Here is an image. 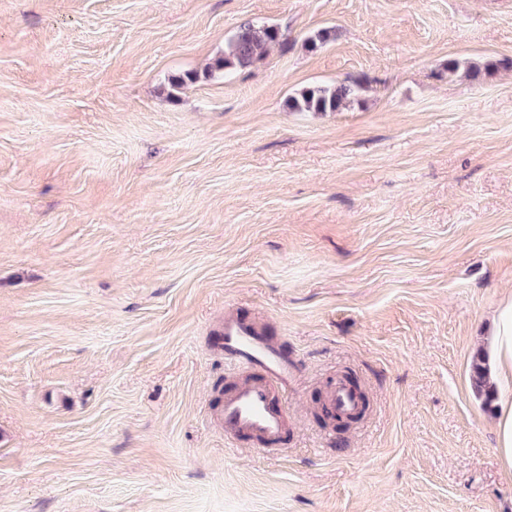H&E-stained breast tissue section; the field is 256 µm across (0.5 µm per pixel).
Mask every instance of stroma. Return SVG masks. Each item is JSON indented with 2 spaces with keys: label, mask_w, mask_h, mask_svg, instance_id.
<instances>
[{
  "label": "stroma",
  "mask_w": 512,
  "mask_h": 512,
  "mask_svg": "<svg viewBox=\"0 0 512 512\" xmlns=\"http://www.w3.org/2000/svg\"><path fill=\"white\" fill-rule=\"evenodd\" d=\"M251 21L287 47L172 89ZM451 58L512 60V0H0V512H512L472 382L512 296V67ZM228 310L296 363L281 453L214 418ZM345 374L370 410L338 428ZM499 67L508 68L512 67L508 60H502L498 62H485L476 63L471 61H461L459 59H448V62L444 65V71H448V74H455L460 69L464 71L466 77H471L473 80L477 79L481 75V71H491L498 69ZM366 88L363 80H354L334 86H312L301 90L289 100L295 112H340L354 105H362L361 92Z\"/></svg>",
  "instance_id": "35a3bbf8"
}]
</instances>
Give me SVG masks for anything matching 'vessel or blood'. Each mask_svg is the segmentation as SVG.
I'll use <instances>...</instances> for the list:
<instances>
[{"instance_id":"vessel-or-blood-1","label":"vessel or blood","mask_w":512,"mask_h":512,"mask_svg":"<svg viewBox=\"0 0 512 512\" xmlns=\"http://www.w3.org/2000/svg\"><path fill=\"white\" fill-rule=\"evenodd\" d=\"M224 361L242 377L228 392L219 411L227 438L251 436L256 453H278L288 431V409L280 394L296 381L294 364L256 323L225 313L224 323L210 337ZM330 413L346 416L363 404L346 380H338L324 400Z\"/></svg>"}]
</instances>
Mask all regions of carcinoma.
Instances as JSON below:
<instances>
[{
  "label": "carcinoma",
  "instance_id": "obj_1",
  "mask_svg": "<svg viewBox=\"0 0 512 512\" xmlns=\"http://www.w3.org/2000/svg\"><path fill=\"white\" fill-rule=\"evenodd\" d=\"M335 38V30L322 28L309 35L305 40L307 50L313 52ZM287 44L282 31L274 25L247 22L240 26L238 32L225 43L224 52L215 56L204 71V76L224 77L250 66L255 60L263 57L267 51L276 46ZM512 67V62L502 60L498 62L476 63L450 59L444 65V70L450 74L464 71L465 76L477 79L481 71H491L499 67ZM366 88V82L354 80L334 86H312L301 90L289 100L291 110L295 112H340L354 105H361L364 99L361 92ZM473 385L476 392L486 399L494 397L496 389L490 381L488 368L482 358H477L473 364Z\"/></svg>",
  "mask_w": 512,
  "mask_h": 512
}]
</instances>
